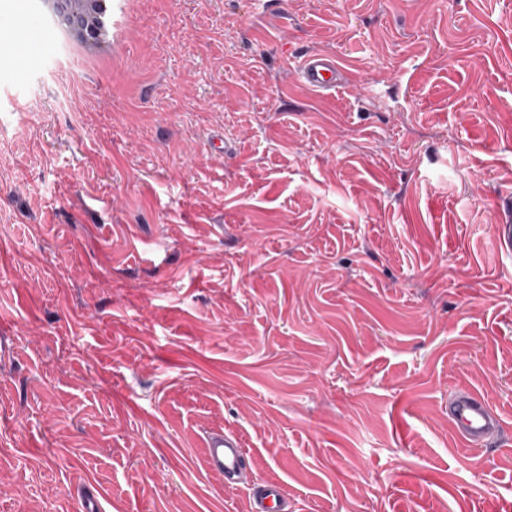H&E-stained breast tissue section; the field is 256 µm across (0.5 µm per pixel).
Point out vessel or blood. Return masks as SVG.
I'll return each mask as SVG.
<instances>
[{"instance_id": "obj_1", "label": "vessel or blood", "mask_w": 512, "mask_h": 512, "mask_svg": "<svg viewBox=\"0 0 512 512\" xmlns=\"http://www.w3.org/2000/svg\"><path fill=\"white\" fill-rule=\"evenodd\" d=\"M295 75L300 86L321 96L335 94L350 81L349 70L335 53L328 51L304 53ZM448 420L470 447L492 443L500 430V420L493 409L468 391H458L449 397ZM202 461L207 472L222 486H236L246 470L243 439L233 433H210L202 441ZM287 507L288 497L280 481L268 480L252 488L250 512H287Z\"/></svg>"}]
</instances>
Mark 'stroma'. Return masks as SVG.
Listing matches in <instances>:
<instances>
[{"instance_id": "stroma-1", "label": "stroma", "mask_w": 512, "mask_h": 512, "mask_svg": "<svg viewBox=\"0 0 512 512\" xmlns=\"http://www.w3.org/2000/svg\"><path fill=\"white\" fill-rule=\"evenodd\" d=\"M0 11V512H512V0ZM352 74L318 97L299 53ZM377 96L360 92L363 84ZM232 150H210L208 137ZM467 389L502 423L470 448ZM241 434L245 484L202 466ZM103 0H52L76 37L85 43H95L104 32L100 4ZM448 421L469 447L487 446L499 435V417L472 392L457 391L448 398ZM288 497L283 484L278 480H267L251 489V512H287Z\"/></svg>"}]
</instances>
